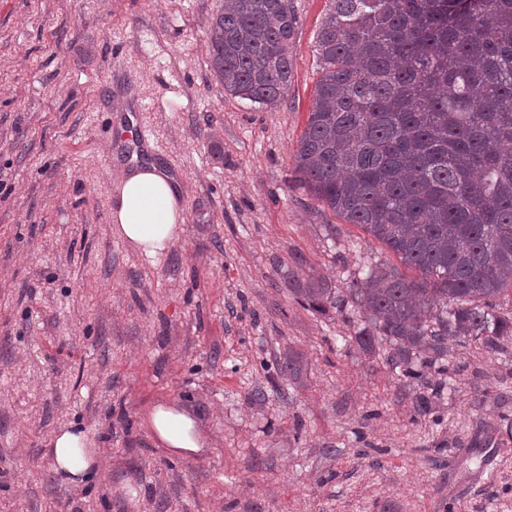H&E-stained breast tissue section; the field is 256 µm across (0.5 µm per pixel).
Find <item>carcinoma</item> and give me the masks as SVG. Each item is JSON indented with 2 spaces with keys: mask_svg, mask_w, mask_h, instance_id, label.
I'll return each mask as SVG.
<instances>
[{
  "mask_svg": "<svg viewBox=\"0 0 512 512\" xmlns=\"http://www.w3.org/2000/svg\"><path fill=\"white\" fill-rule=\"evenodd\" d=\"M288 0H224L209 32L224 91L272 111L291 81ZM321 77L293 158L299 185L384 244L350 289L356 336L393 343L412 379L448 338L489 349L512 337L495 313L512 291V0H330L316 41ZM324 312L323 279L288 282Z\"/></svg>",
  "mask_w": 512,
  "mask_h": 512,
  "instance_id": "carcinoma-1",
  "label": "carcinoma"
}]
</instances>
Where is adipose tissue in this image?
Masks as SVG:
<instances>
[{
	"mask_svg": "<svg viewBox=\"0 0 512 512\" xmlns=\"http://www.w3.org/2000/svg\"><path fill=\"white\" fill-rule=\"evenodd\" d=\"M110 217L122 238L147 256L160 254L172 245L183 221L175 183L152 163L121 169ZM148 424L156 440L171 450L197 454L206 446L198 420L176 403H156L148 412ZM52 444V466L67 481L81 483L97 474L99 454L86 431H59Z\"/></svg>",
	"mask_w": 512,
	"mask_h": 512,
	"instance_id": "obj_1",
	"label": "adipose tissue"
}]
</instances>
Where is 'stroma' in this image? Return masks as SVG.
<instances>
[{"mask_svg":"<svg viewBox=\"0 0 512 512\" xmlns=\"http://www.w3.org/2000/svg\"><path fill=\"white\" fill-rule=\"evenodd\" d=\"M290 2L291 84L268 112L210 69L224 0H0V512H512V339L449 341L448 374L421 383L389 341H356L350 288L398 259L294 181L329 2ZM131 120L181 187L154 258L110 217ZM310 273L337 307L296 302ZM161 401L196 416L203 452L153 437ZM72 426L103 459L82 486L47 454Z\"/></svg>","mask_w":512,"mask_h":512,"instance_id":"1","label":"stroma"}]
</instances>
